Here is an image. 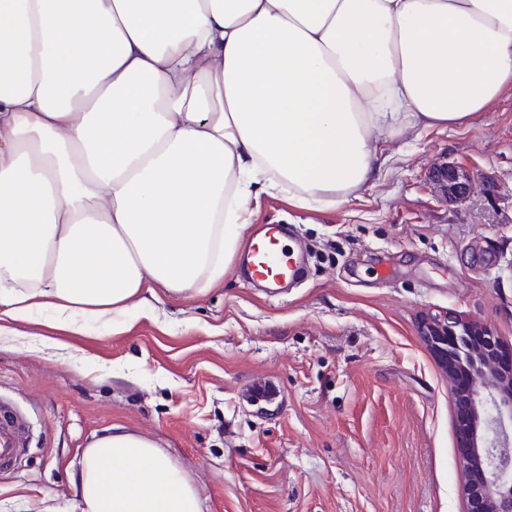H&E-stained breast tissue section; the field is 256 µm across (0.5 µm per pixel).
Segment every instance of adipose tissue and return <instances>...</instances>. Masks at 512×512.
<instances>
[{"label": "adipose tissue", "instance_id": "1", "mask_svg": "<svg viewBox=\"0 0 512 512\" xmlns=\"http://www.w3.org/2000/svg\"><path fill=\"white\" fill-rule=\"evenodd\" d=\"M508 90L512 0H0V320L212 287L252 194L346 202L380 141ZM79 466L75 512H203L124 427Z\"/></svg>", "mask_w": 512, "mask_h": 512}]
</instances>
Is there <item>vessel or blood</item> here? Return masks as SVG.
<instances>
[{"mask_svg": "<svg viewBox=\"0 0 512 512\" xmlns=\"http://www.w3.org/2000/svg\"><path fill=\"white\" fill-rule=\"evenodd\" d=\"M294 238L291 225H259L240 258L248 276L270 288L282 290L296 286L303 277L305 255ZM26 440V420L0 407V467L11 466L20 457Z\"/></svg>", "mask_w": 512, "mask_h": 512, "instance_id": "b4317fda", "label": "vessel or blood"}]
</instances>
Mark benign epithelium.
Masks as SVG:
<instances>
[{"mask_svg":"<svg viewBox=\"0 0 512 512\" xmlns=\"http://www.w3.org/2000/svg\"><path fill=\"white\" fill-rule=\"evenodd\" d=\"M433 184L448 200L474 193V182L457 167L443 164L432 174ZM476 322L454 314L434 315L422 324L425 341L448 360V368L464 367L472 383L463 395H454V409H462L468 427L458 428L463 454L460 464L469 472L462 489L464 512H512V375L494 364L497 340L487 337L486 349L477 350L471 336ZM454 337L453 344L446 337Z\"/></svg>","mask_w":512,"mask_h":512,"instance_id":"1","label":"benign epithelium"}]
</instances>
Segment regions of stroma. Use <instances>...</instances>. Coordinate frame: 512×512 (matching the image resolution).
<instances>
[{"label":"stroma","instance_id":"35a3bbf8","mask_svg":"<svg viewBox=\"0 0 512 512\" xmlns=\"http://www.w3.org/2000/svg\"><path fill=\"white\" fill-rule=\"evenodd\" d=\"M379 150L373 185L334 208L251 201V223L293 225L301 287H252L234 260L118 332L74 336L47 313L8 324L0 403L30 430L0 470V512H74L81 453L115 425L183 467L204 512H463L448 375L419 326L451 311L512 351V91ZM440 163L473 195L438 193Z\"/></svg>","mask_w":512,"mask_h":512}]
</instances>
